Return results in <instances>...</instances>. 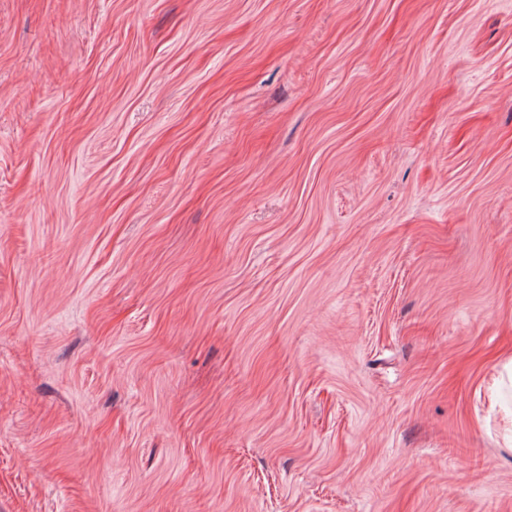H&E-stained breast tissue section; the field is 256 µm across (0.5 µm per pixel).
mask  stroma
<instances>
[{
	"label": "stroma",
	"instance_id": "obj_1",
	"mask_svg": "<svg viewBox=\"0 0 512 512\" xmlns=\"http://www.w3.org/2000/svg\"><path fill=\"white\" fill-rule=\"evenodd\" d=\"M512 0H0V512H512Z\"/></svg>",
	"mask_w": 512,
	"mask_h": 512
}]
</instances>
